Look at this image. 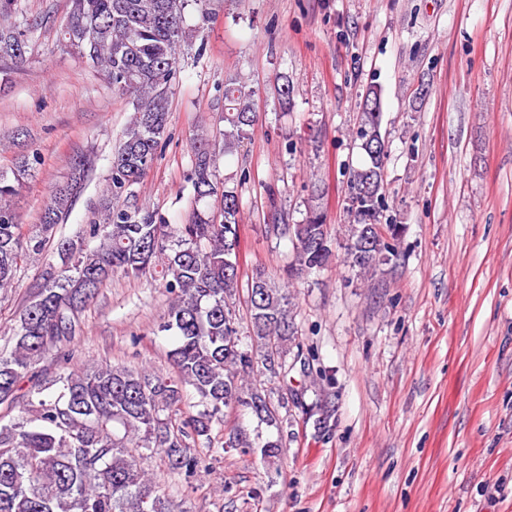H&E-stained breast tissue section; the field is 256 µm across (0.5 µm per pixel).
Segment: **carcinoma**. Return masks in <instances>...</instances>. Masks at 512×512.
Returning <instances> with one entry per match:
<instances>
[{"label":"carcinoma","instance_id":"carcinoma-1","mask_svg":"<svg viewBox=\"0 0 512 512\" xmlns=\"http://www.w3.org/2000/svg\"><path fill=\"white\" fill-rule=\"evenodd\" d=\"M206 0H71L60 27V42L96 68L112 88L133 98L134 113L112 153V185L101 206L100 222L85 234L100 239L86 249L74 239L57 243L62 264L50 267L23 310L10 352L0 353V406L22 414L3 422L0 415V512H175L173 500L139 459L161 451L168 471L185 479L198 474L202 458L196 441L210 439L224 410L242 406L277 430L261 444L235 428L231 448H260L272 460L283 448L282 421L269 398L251 387L258 368L269 379L287 383L301 364L310 366L311 350L298 341L290 294L261 270L251 278L248 329L253 344L243 348L231 300L239 291L241 238L239 198L221 189L217 155L209 139L193 143L190 182L193 207L183 224H169L159 213L121 201L125 188L139 183L158 159L168 123L170 85L187 41L185 11ZM15 0H0V60L21 61L24 31L12 22ZM224 153L249 139L257 122L253 91L237 78L224 81ZM356 138L364 165L347 176L348 213L344 229L345 262L356 274L395 255L402 225L384 215L381 91L363 95ZM78 162L70 183L46 201L37 228L29 233L8 207L16 192L0 174V289L11 286L25 255H39L64 221L84 180ZM327 215L309 208L298 224L273 230L293 247L289 275L299 277L324 266L332 249ZM120 269L150 276L171 295L161 330L171 333L168 359L174 375L105 365L90 373L59 378L56 395L40 379L37 362L46 352L79 335L77 309L92 301ZM292 362H287L288 355ZM31 383L25 401L17 392ZM194 389L200 407L184 410L185 387Z\"/></svg>","mask_w":512,"mask_h":512}]
</instances>
